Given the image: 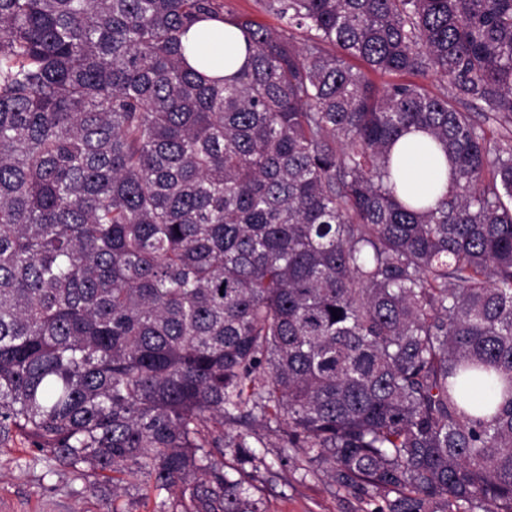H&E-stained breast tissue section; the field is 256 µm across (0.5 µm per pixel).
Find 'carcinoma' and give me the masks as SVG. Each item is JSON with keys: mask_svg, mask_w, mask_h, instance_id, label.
<instances>
[{"mask_svg": "<svg viewBox=\"0 0 512 512\" xmlns=\"http://www.w3.org/2000/svg\"><path fill=\"white\" fill-rule=\"evenodd\" d=\"M265 6L302 38L222 0H0V438L112 474V512H261L258 444L376 512H512V136L454 106L512 125V0ZM210 19L229 78L186 61ZM412 128L434 208L398 194ZM186 43L188 47L192 43L198 44L199 53L191 48L188 50V62L208 76L230 74L245 61L240 32L222 21L210 20L195 24L187 34ZM429 135L409 133L394 149L396 168L402 170L405 185L414 193L425 194L428 204H434L448 185L450 164L445 156L432 147ZM447 172V175H446Z\"/></svg>", "mask_w": 512, "mask_h": 512, "instance_id": "cac0c4a2", "label": "carcinoma"}]
</instances>
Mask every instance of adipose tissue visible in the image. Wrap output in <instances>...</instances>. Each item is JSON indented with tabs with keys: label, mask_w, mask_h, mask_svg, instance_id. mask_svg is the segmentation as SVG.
Wrapping results in <instances>:
<instances>
[{
	"label": "adipose tissue",
	"mask_w": 512,
	"mask_h": 512,
	"mask_svg": "<svg viewBox=\"0 0 512 512\" xmlns=\"http://www.w3.org/2000/svg\"><path fill=\"white\" fill-rule=\"evenodd\" d=\"M188 43L198 44V51L188 52L190 65L209 76L226 75L245 61L244 42L237 28L217 20L195 24L187 34ZM396 166L401 169L406 186L412 192L427 195L436 202L448 185L450 164L432 147L429 135L410 133L395 149Z\"/></svg>",
	"instance_id": "1"
}]
</instances>
